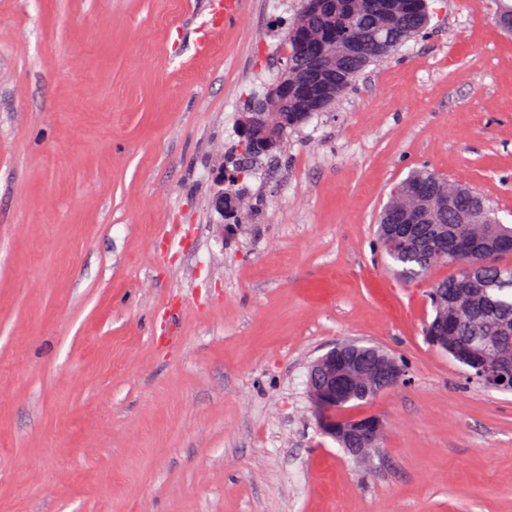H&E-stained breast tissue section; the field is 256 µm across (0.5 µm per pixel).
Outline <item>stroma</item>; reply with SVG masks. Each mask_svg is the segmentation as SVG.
Wrapping results in <instances>:
<instances>
[{"instance_id": "1", "label": "stroma", "mask_w": 512, "mask_h": 512, "mask_svg": "<svg viewBox=\"0 0 512 512\" xmlns=\"http://www.w3.org/2000/svg\"><path fill=\"white\" fill-rule=\"evenodd\" d=\"M299 0H0V512H512V394L426 341L428 291L373 246L425 166L512 223V33L434 0L274 157L210 201L286 62ZM356 341L406 381L363 462L321 435L310 363ZM242 3V0H225L224 6L218 5L210 10L205 22L206 32L196 40L202 49L210 48V32L224 28V25L238 17L242 10Z\"/></svg>"}]
</instances>
